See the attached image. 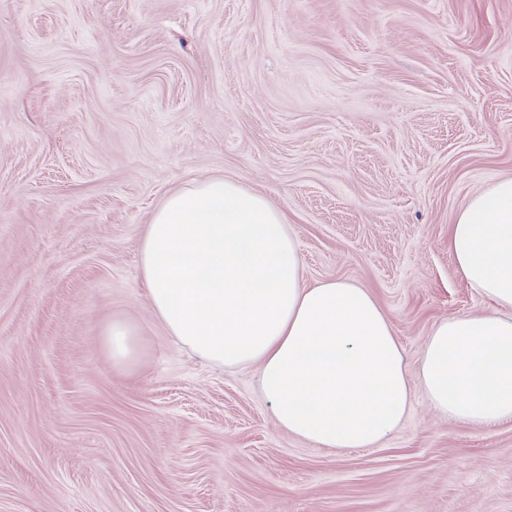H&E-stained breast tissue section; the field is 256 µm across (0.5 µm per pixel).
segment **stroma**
Instances as JSON below:
<instances>
[{"label":"stroma","instance_id":"1","mask_svg":"<svg viewBox=\"0 0 512 512\" xmlns=\"http://www.w3.org/2000/svg\"><path fill=\"white\" fill-rule=\"evenodd\" d=\"M213 177L287 215L307 282L369 289L416 377L492 308L448 228L512 177V0H0V512H512V421L418 391L381 444L317 448L167 336L140 240ZM103 341L115 368L126 371L137 363L140 341L133 325L123 321H112L104 333Z\"/></svg>","mask_w":512,"mask_h":512}]
</instances>
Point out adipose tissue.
Here are the masks:
<instances>
[{
  "label": "adipose tissue",
  "mask_w": 512,
  "mask_h": 512,
  "mask_svg": "<svg viewBox=\"0 0 512 512\" xmlns=\"http://www.w3.org/2000/svg\"><path fill=\"white\" fill-rule=\"evenodd\" d=\"M460 277L493 303L438 322L420 355L431 407L459 424L512 421V177L470 198L448 229ZM140 272L167 335L221 367H252L274 423L318 448H368L399 429L413 396L403 350L373 294L307 283L285 214L238 182L169 194L140 244ZM115 368L137 362L136 328L103 336Z\"/></svg>",
  "instance_id": "1"
}]
</instances>
